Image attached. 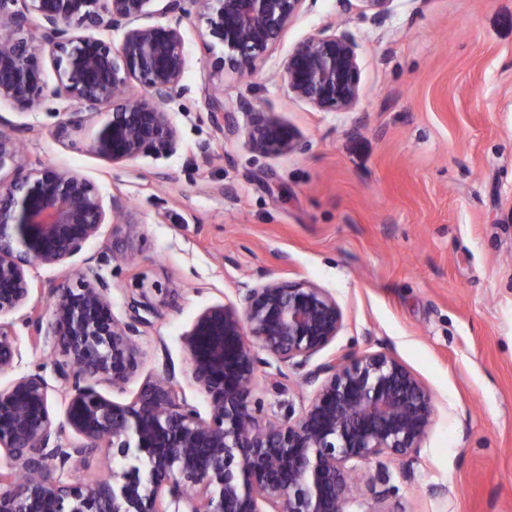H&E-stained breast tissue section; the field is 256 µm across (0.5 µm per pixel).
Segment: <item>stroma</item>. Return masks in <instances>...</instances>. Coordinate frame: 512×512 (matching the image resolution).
Returning <instances> with one entry per match:
<instances>
[{"label":"stroma","mask_w":512,"mask_h":512,"mask_svg":"<svg viewBox=\"0 0 512 512\" xmlns=\"http://www.w3.org/2000/svg\"><path fill=\"white\" fill-rule=\"evenodd\" d=\"M200 12L139 20L179 26L185 41L186 90L167 106L173 154L114 165L87 150L98 121L62 141L47 111L0 103V115L30 128L27 161L74 169L126 206L125 223L103 225L66 267L107 281L122 320L141 288L161 286L148 295L157 312L140 338L142 376L173 365L203 411L181 344L195 316L262 281L317 283L343 326L312 364L387 351L434 396L416 456L360 465L353 493L364 512L378 492L386 512H512V0H394L381 25L338 0H306L247 79L219 70L223 50ZM327 28L357 43L360 96L348 112L317 110L280 78L294 46ZM213 96L234 112L235 131L212 123ZM252 107L294 129L298 149L255 152ZM130 235L128 261L101 262ZM63 268L30 276L46 289ZM14 329L18 373L42 368L62 420L54 338L31 341L19 320ZM313 391L304 370L273 360L251 400L275 419Z\"/></svg>","instance_id":"obj_1"}]
</instances>
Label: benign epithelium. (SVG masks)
<instances>
[{"mask_svg": "<svg viewBox=\"0 0 512 512\" xmlns=\"http://www.w3.org/2000/svg\"><path fill=\"white\" fill-rule=\"evenodd\" d=\"M151 2L0 0V101L26 112L43 107L47 49L59 77L52 97L70 109L56 126L58 138L109 110L87 145L91 154L116 165L174 152L177 134L165 106L185 92L187 58L178 27L136 25ZM162 2V13L180 16L187 4H202L209 36L224 46L220 66L248 73L305 0ZM393 2L339 0L378 23ZM75 24L88 34L73 32ZM101 28L123 30L120 42L91 34ZM282 80L319 110L352 109L360 85L355 39L326 30L305 38L284 61ZM210 117L219 129L235 128L221 101H211ZM28 130L0 115V172L7 171L0 176V375L22 360L6 318L31 298L29 270L78 255L108 218L87 177L22 159ZM247 137L267 155L298 145L293 129L263 112H251ZM48 296L46 309L31 307L25 324L57 341L64 420L52 418L51 386L40 369L0 388V512H348L358 504L348 482L356 463L416 454L433 422L430 389L385 351L315 366L306 380L317 388L297 413L270 420L252 405L260 354L305 366L342 327L336 299L311 281L259 283L240 303H216L195 317L182 345L188 379L209 401L205 415L169 369L144 379L129 402L97 389L107 382L122 390L139 375V327L146 324L139 310H152L146 293L130 300L126 321L112 313L108 285L78 272H67ZM102 448L131 463L93 482L74 479Z\"/></svg>", "mask_w": 512, "mask_h": 512, "instance_id": "1", "label": "benign epithelium"}]
</instances>
